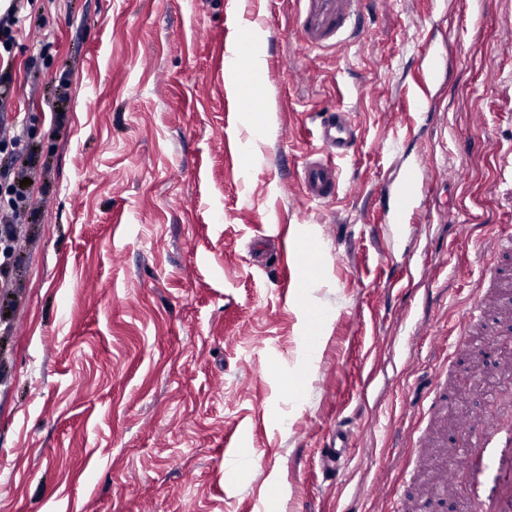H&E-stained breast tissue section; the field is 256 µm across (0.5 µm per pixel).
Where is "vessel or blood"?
I'll return each mask as SVG.
<instances>
[{"mask_svg":"<svg viewBox=\"0 0 512 512\" xmlns=\"http://www.w3.org/2000/svg\"><path fill=\"white\" fill-rule=\"evenodd\" d=\"M297 29L307 48H328L359 39L361 23L370 0H296ZM359 139L358 127L343 109L320 114L316 126L317 156L305 160L297 179L307 200L328 203L335 200L340 187L336 161L354 153ZM441 177L427 158H419L410 166L397 191L396 202L378 234L390 239L396 226L405 223L407 206L418 191L437 186ZM479 278V289L468 311L460 318L464 334H472L483 325L490 305L498 295L499 271L487 267ZM430 399L423 407L424 415L435 417L448 402L444 382L433 380ZM457 432L466 444L461 464L453 471L440 470L432 480L436 489L465 486L468 500L476 512H512V411L492 417L486 408L458 418ZM353 440L348 422L338 421L329 441L321 450V460L328 474H335L347 456Z\"/></svg>","mask_w":512,"mask_h":512,"instance_id":"obj_1","label":"vessel or blood"}]
</instances>
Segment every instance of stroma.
<instances>
[{"mask_svg":"<svg viewBox=\"0 0 512 512\" xmlns=\"http://www.w3.org/2000/svg\"><path fill=\"white\" fill-rule=\"evenodd\" d=\"M430 2L308 51L294 0H21L0 169L34 164L0 279V512H377L378 478L437 512L419 410L462 342L454 269L488 260L460 227L512 226V0ZM245 48L263 70L231 72ZM338 107L360 138L315 204L296 170ZM421 154L462 178L375 242ZM353 433L350 423L340 420L332 432L329 442L321 450V460L328 474L335 475L352 447Z\"/></svg>","mask_w":512,"mask_h":512,"instance_id":"obj_1","label":"stroma"}]
</instances>
